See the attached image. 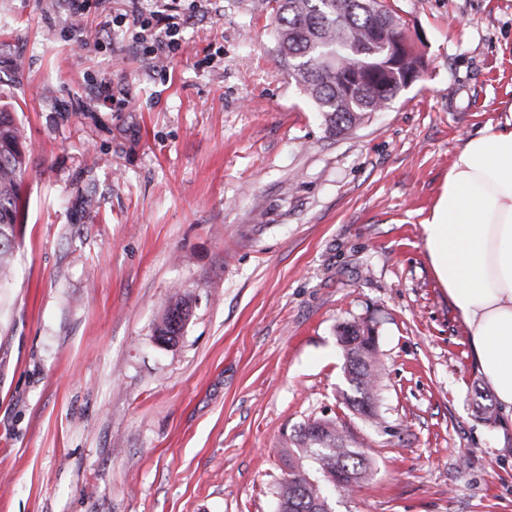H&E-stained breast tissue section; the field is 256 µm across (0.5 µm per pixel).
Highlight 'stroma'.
Wrapping results in <instances>:
<instances>
[{
	"instance_id": "stroma-1",
	"label": "stroma",
	"mask_w": 512,
	"mask_h": 512,
	"mask_svg": "<svg viewBox=\"0 0 512 512\" xmlns=\"http://www.w3.org/2000/svg\"><path fill=\"white\" fill-rule=\"evenodd\" d=\"M427 72L328 130L255 0H0V105L29 155L0 284V512H277L304 423L371 466L333 512H512V417L438 285L421 223L460 145L512 103V0H390ZM126 94L103 103L98 86ZM182 295L176 344L155 326ZM373 329L378 419L347 409L340 325ZM174 1L177 0L156 1L160 2V5H157L158 10L152 11L150 17L143 18L139 14L133 15V26H151L159 29V36L145 52L152 59H170L181 49V39L176 38L179 35V29L171 22L172 16L167 14V11L175 10Z\"/></svg>"
}]
</instances>
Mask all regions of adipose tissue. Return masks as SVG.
<instances>
[{
  "mask_svg": "<svg viewBox=\"0 0 512 512\" xmlns=\"http://www.w3.org/2000/svg\"><path fill=\"white\" fill-rule=\"evenodd\" d=\"M422 227L480 371L512 412V114L463 142Z\"/></svg>",
  "mask_w": 512,
  "mask_h": 512,
  "instance_id": "1",
  "label": "adipose tissue"
}]
</instances>
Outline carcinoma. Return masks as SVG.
I'll return each instance as SVG.
<instances>
[{
  "label": "carcinoma",
  "instance_id": "obj_1",
  "mask_svg": "<svg viewBox=\"0 0 512 512\" xmlns=\"http://www.w3.org/2000/svg\"><path fill=\"white\" fill-rule=\"evenodd\" d=\"M270 11L275 53L288 74L323 114L331 131L342 134L363 123L378 108H389L402 91L405 78L394 77L382 53L385 34L401 18L385 0H261ZM359 77L363 88L352 89ZM28 160L15 113L0 107V282L12 275L18 226L24 221L23 188ZM192 300L181 296L171 304L155 332L170 343L180 336L191 315ZM357 325L342 327L338 342L345 358L351 393L348 407L376 416L380 358L377 350L361 353L350 344ZM295 453L310 458L321 474L312 480L292 468L280 486L279 512H328L326 488L345 490L360 485L369 467L358 442L345 424L331 419L305 423L296 431Z\"/></svg>",
  "mask_w": 512,
  "mask_h": 512
}]
</instances>
